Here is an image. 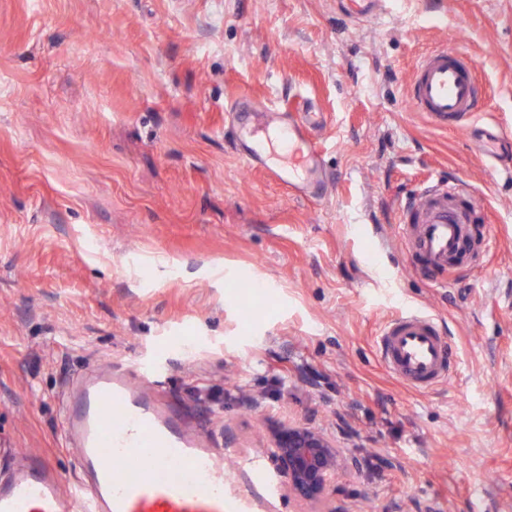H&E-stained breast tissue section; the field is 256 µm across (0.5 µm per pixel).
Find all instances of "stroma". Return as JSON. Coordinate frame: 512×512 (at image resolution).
<instances>
[{"instance_id": "stroma-1", "label": "stroma", "mask_w": 512, "mask_h": 512, "mask_svg": "<svg viewBox=\"0 0 512 512\" xmlns=\"http://www.w3.org/2000/svg\"><path fill=\"white\" fill-rule=\"evenodd\" d=\"M445 47L477 65L479 128H512V0H0V479L38 457L76 482L62 405L123 364L232 462L280 424L327 434L340 512H512V153L413 108ZM243 96L319 108L328 197L245 167ZM448 180L492 241L441 288L397 231ZM407 309L455 353L427 393L374 348Z\"/></svg>"}]
</instances>
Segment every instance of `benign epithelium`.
Here are the masks:
<instances>
[{
  "label": "benign epithelium",
  "mask_w": 512,
  "mask_h": 512,
  "mask_svg": "<svg viewBox=\"0 0 512 512\" xmlns=\"http://www.w3.org/2000/svg\"><path fill=\"white\" fill-rule=\"evenodd\" d=\"M269 451L276 471L288 480V492L303 504L336 512L330 502L336 493L337 453L329 437L304 423L287 424L272 431Z\"/></svg>",
  "instance_id": "benign-epithelium-1"
}]
</instances>
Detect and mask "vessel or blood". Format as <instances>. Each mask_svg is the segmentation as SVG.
Wrapping results in <instances>:
<instances>
[{"instance_id": "vessel-or-blood-1", "label": "vessel or blood", "mask_w": 512, "mask_h": 512, "mask_svg": "<svg viewBox=\"0 0 512 512\" xmlns=\"http://www.w3.org/2000/svg\"><path fill=\"white\" fill-rule=\"evenodd\" d=\"M416 111L436 127L470 131L476 116L474 64L456 49L419 58L408 87ZM311 106L275 108L243 98L231 105L228 130L240 157L293 195L320 200L328 178ZM457 183L422 189L403 208L398 234L429 277L446 276L471 247L477 201ZM377 347L387 370L417 390L449 380L451 352L437 319L405 311L384 325ZM66 444L81 472L62 487L48 464L27 460L0 483V512H276L286 481L260 460L248 480L229 476L221 449L203 444L181 416L134 390L120 371L85 377L70 393L62 418Z\"/></svg>"}]
</instances>
